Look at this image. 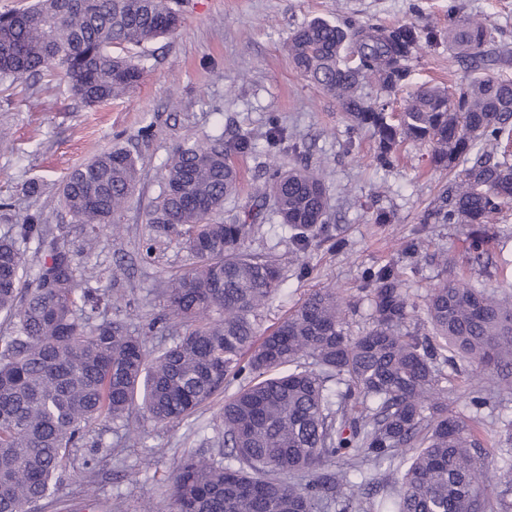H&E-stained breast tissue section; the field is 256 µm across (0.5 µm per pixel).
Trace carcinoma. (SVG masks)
<instances>
[{
  "instance_id": "1",
  "label": "carcinoma",
  "mask_w": 512,
  "mask_h": 512,
  "mask_svg": "<svg viewBox=\"0 0 512 512\" xmlns=\"http://www.w3.org/2000/svg\"><path fill=\"white\" fill-rule=\"evenodd\" d=\"M180 23L170 0H35L0 14V85L51 77L88 106L107 103L143 78L135 49ZM435 40L414 23L315 18L293 31L288 56L336 99L348 131H373L377 166L391 167L405 142L429 145L438 169L465 166L423 223L494 224L512 206V53L481 19L451 12L457 65L498 73L454 89L419 86L391 110V96L410 84V61ZM368 82L374 97L362 92ZM256 151L245 132L173 150L148 223L179 228L195 262L170 282L163 318L148 324L173 337L155 353L126 321L100 317L85 269L40 216L23 215L17 230L48 252L34 287H21L16 238H0V313L11 319L0 337V512L50 499L79 449L101 446L90 439L94 424L125 423L137 405L157 425L181 421L238 379L221 413L224 447L180 461L168 476L169 512H361L365 464L391 477L390 512H512V490L485 496L487 452L465 419L448 414L439 369L460 361L512 387V295L442 280L425 296L423 333L411 325L408 289L383 266L364 274L372 308L360 335L347 334L352 304L334 288L262 328L283 279L278 263L248 251L255 225L272 213L306 248L326 232L330 205L322 170L275 157L261 204L219 219L239 182L232 156ZM138 181L136 158L115 145L67 174L61 203L72 223L116 235ZM468 252L485 268L483 237L470 236ZM328 463L336 471L324 474Z\"/></svg>"
}]
</instances>
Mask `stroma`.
I'll use <instances>...</instances> for the list:
<instances>
[{
  "mask_svg": "<svg viewBox=\"0 0 512 512\" xmlns=\"http://www.w3.org/2000/svg\"><path fill=\"white\" fill-rule=\"evenodd\" d=\"M461 15L480 16L499 41L512 48V0H179L182 24L177 34L141 48L148 71L141 84L109 103L87 106L66 84L26 78L13 89L0 85V237L13 236L19 217L39 214L43 224L60 228V243L86 270L88 285L108 289L105 314L131 318L144 326L165 313L169 281L193 262L174 231L147 221L146 213L160 193L165 163L173 149L188 139L248 132L265 147L270 118H278L290 141L304 144L309 162L323 168L332 219L329 231L343 245L297 250L288 228L276 220L257 225L250 240L253 252L282 266L280 293L262 312V326L283 320L309 293L332 287L354 302L349 335L368 325L370 302L362 276L370 267L395 265L425 324L421 304L434 284L459 278L475 287L512 292V208L495 226L489 245L490 274L472 269L466 259L468 226L427 224L426 207L447 184V171L432 168L430 148L404 144L393 168L373 162L375 138L362 132L346 150V123L336 100L309 83L292 65L287 43L294 29L315 18L340 24L353 18L384 25L413 22L438 34L437 45L411 62L412 84L447 82L448 7ZM458 71L456 82L468 79ZM122 145L138 158L140 184L123 214L117 235L100 234L88 246L81 226L60 208L56 188L69 170L102 150ZM264 156L235 157L241 172L235 195L224 207L239 210L252 204L261 182ZM42 184L40 194L24 191L28 182ZM390 214L375 223L377 211ZM417 241L415 257L403 246ZM449 375L448 411L473 420L489 453L495 476L489 493L511 480L501 457L512 442L505 439L504 420L512 419V390L476 374L471 367H443ZM490 397L494 408L475 409L474 397ZM223 395H215L190 417L160 427L136 411L129 425H98L111 454L91 455L92 469H71L55 491V507L36 512H92L77 495L89 483L112 512H162L168 495L166 478L182 457L224 442L219 412Z\"/></svg>",
  "mask_w": 512,
  "mask_h": 512,
  "instance_id": "obj_1",
  "label": "stroma"
}]
</instances>
